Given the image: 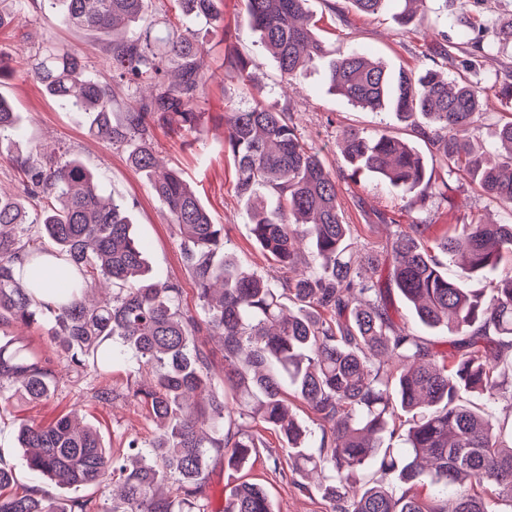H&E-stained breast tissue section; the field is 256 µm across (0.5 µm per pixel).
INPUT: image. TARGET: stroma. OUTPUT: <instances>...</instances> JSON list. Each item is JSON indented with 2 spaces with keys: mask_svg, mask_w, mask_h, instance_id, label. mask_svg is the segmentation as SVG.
Segmentation results:
<instances>
[{
  "mask_svg": "<svg viewBox=\"0 0 512 512\" xmlns=\"http://www.w3.org/2000/svg\"><path fill=\"white\" fill-rule=\"evenodd\" d=\"M12 8L19 15L18 23L0 29V50L8 53L11 67L10 77L0 84V94L12 102L18 125L9 140L0 142V187L21 193L17 160L47 146L70 151L94 173L104 197L126 203L133 231L146 247L152 275L163 281H179L184 311L197 313L195 286L181 260L183 241L147 177L129 165L124 149L92 136L79 113L65 109L47 95L31 69L38 48L57 43L78 50L88 62L90 75L107 80L109 62L104 37L73 27L63 16H43L39 0H13ZM402 9L401 0H387L374 15L357 12L348 0H307L306 4L310 22L330 52H357L377 58L396 73L423 70L425 53L441 37H449L454 43L467 41L472 31L458 24L462 15L478 17L483 27L494 30L499 18L512 16V0H429L426 8L417 13L421 26L416 33L402 28L398 19ZM164 12L179 29L193 33L211 78L199 102L203 118L198 129L186 133L181 142L171 139L164 130H156L155 150L164 168L179 171L194 188L212 223L223 225L225 248L242 266L262 276L276 271L251 233V217L245 203L234 192L235 162L225 147L227 107H248L257 98L288 109L302 139L319 151L325 165L335 173L342 220L349 224L358 244L387 254L398 226L410 224L415 218L429 223L427 236L431 239L445 234L450 224L463 215L486 223L512 224V208L490 202L466 180L453 189L450 201L432 197L424 207L411 209L399 189L373 176L355 174L336 147L342 131L349 128L365 133L384 129L411 143L432 167L436 179H446L447 169L434 148L415 136L395 114L355 107L333 92L327 81V61H317L296 84H284L276 61L262 47L248 22L245 0H223L222 18L213 25L182 16L173 0H151L148 18H158ZM231 55L248 62L254 90H242L227 76L225 62ZM507 69H512V54L507 52L483 54L471 69V80L486 89L484 117L475 130L486 145L492 142L494 126L507 109L493 89ZM96 384L92 374L79 380L67 375L53 398L20 403L11 412L0 413V466L12 471L18 486L38 485L56 498H89L100 512L111 507V487L68 488L38 482L17 442L18 417L48 422L73 408L97 428L106 447H125L133 437L151 441L156 427L146 409L127 398L108 404L94 402L90 389ZM253 431L261 442L259 457L238 472L216 465L208 482L209 512H224L225 495L242 480L263 485L274 502L275 512H331L330 504L316 491L302 492L285 484L271 468L268 454H283L286 446L280 435L260 424L254 425Z\"/></svg>",
  "mask_w": 512,
  "mask_h": 512,
  "instance_id": "35a3bbf8",
  "label": "stroma"
}]
</instances>
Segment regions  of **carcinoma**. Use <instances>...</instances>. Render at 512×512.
I'll list each match as a JSON object with an SVG mask.
<instances>
[{"label": "carcinoma", "instance_id": "1", "mask_svg": "<svg viewBox=\"0 0 512 512\" xmlns=\"http://www.w3.org/2000/svg\"><path fill=\"white\" fill-rule=\"evenodd\" d=\"M147 0H40L46 15L112 36L111 80L131 89L133 102L112 111L108 85L90 77L73 49L47 47L32 71L61 106L82 114L97 138L121 147L146 175L184 238L186 272L200 317L182 310L177 282L148 275L145 247L134 236L121 200L104 199L94 174L77 158L37 153L19 161L25 195L47 204L29 212L24 200L0 191V325L53 322L57 357L78 375L104 374L132 354L145 370L126 391L100 387L102 403L126 396L147 409L157 434L136 438L119 453L69 413L47 422L20 418L28 468L74 487L118 478L121 491L105 512H208L203 472L209 459L243 467L259 453L252 423L279 431L286 460L273 468L306 480L332 512H512V414L489 405L512 403V275L476 291L465 282L512 261V224H455L429 244V225L398 231L389 279L379 254L352 241L337 203L336 174L298 134L290 113L261 102L225 113L226 142L236 162L235 192L249 210L252 234L283 275L261 276L224 250V228L213 224L193 191L173 170L157 173L154 130L183 136L203 117L196 110L208 83L202 54L188 32L169 21L117 34L142 18ZM222 0H176L180 12L212 24ZM306 0H246L250 25L277 60L287 82L298 80L324 46L303 23ZM493 44L512 46V20ZM490 43L477 32L460 67ZM330 85L354 106L390 109L431 143L448 176L466 174L487 198L512 207V118L495 130L503 148L495 162L474 143L483 90L432 69L393 75L380 60L341 53L328 63ZM227 75L251 83L247 63L227 58ZM17 130V114L0 94V142ZM341 152L354 169L374 175L424 203L437 187L423 157L384 130L342 133ZM56 249H45L44 240ZM308 239L313 252L298 242ZM466 255L461 274L446 259ZM45 256L63 261L68 287L55 303L35 297L37 278L20 276ZM423 327L447 329L439 350L396 321L391 288ZM220 337L222 376L199 342ZM287 382L310 410L319 432L299 424L282 392ZM61 383L58 370L24 345L0 341V409L16 401H46ZM397 439L399 446L390 441ZM429 464L430 497L422 498L421 461ZM0 467V512H99L89 499L69 506L32 488L10 490ZM224 512H274L264 487L242 481L225 497Z\"/></svg>", "mask_w": 512, "mask_h": 512}]
</instances>
